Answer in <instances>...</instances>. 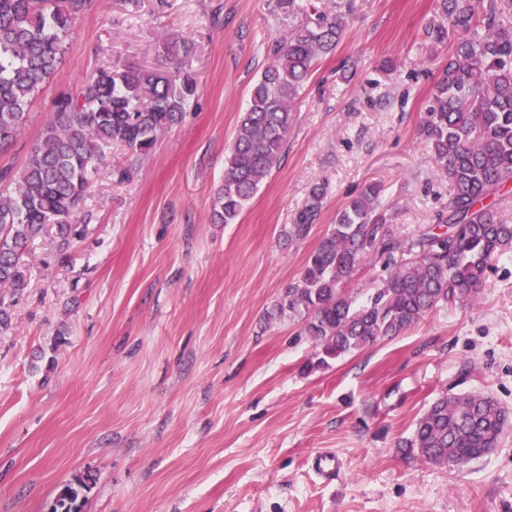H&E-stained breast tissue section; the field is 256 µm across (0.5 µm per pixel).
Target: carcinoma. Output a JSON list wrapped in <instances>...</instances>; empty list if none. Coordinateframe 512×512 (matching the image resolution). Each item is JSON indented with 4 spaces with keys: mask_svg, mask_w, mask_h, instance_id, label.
<instances>
[{
    "mask_svg": "<svg viewBox=\"0 0 512 512\" xmlns=\"http://www.w3.org/2000/svg\"><path fill=\"white\" fill-rule=\"evenodd\" d=\"M87 0H0V150L16 141L35 94L55 74L67 37ZM512 0H439V18L426 35L448 55L422 126L437 165L448 176L445 231L430 227L412 241L387 224L383 186L368 183L337 214L295 282L280 295L281 316L301 319V333L319 347L313 370L328 360L400 336L425 316L478 299L493 260L512 251V224L503 218L500 193L512 187ZM340 17L318 16L273 48L254 84L224 162L212 221L231 224L279 164L292 122V103L316 60L332 53L343 34ZM164 53L187 57L193 43L171 37ZM197 92L187 71L101 68L75 92L59 98L50 123L34 142L17 178L0 190V289L25 286L21 267L27 243L54 224L60 245L97 172L105 148L118 144L146 155L159 135L178 124ZM314 191L292 235L305 237L321 209ZM408 252L372 301L354 304L345 285L365 257ZM491 397L473 393L437 398L400 447L433 464H467L497 447L508 423ZM86 486L65 487L52 512H78Z\"/></svg>",
    "mask_w": 512,
    "mask_h": 512,
    "instance_id": "carcinoma-1",
    "label": "carcinoma"
}]
</instances>
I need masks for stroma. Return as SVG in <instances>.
Segmentation results:
<instances>
[{
    "label": "stroma",
    "instance_id": "stroma-1",
    "mask_svg": "<svg viewBox=\"0 0 512 512\" xmlns=\"http://www.w3.org/2000/svg\"><path fill=\"white\" fill-rule=\"evenodd\" d=\"M89 0L0 171L18 173L55 100L100 68L191 72L182 123L136 156L115 145L60 244L25 251V287L0 292V512H49L90 476L81 512H512V421L467 465L403 453L443 395L482 393L512 417V252L473 306L306 371L316 350L275 305L336 214L370 182L397 233L437 224L448 179L419 129L448 60L423 35L438 0ZM345 31L293 104L279 166L235 223L211 220L239 116L275 42L317 15ZM172 35L195 51L172 61ZM126 178H119V171ZM321 212L290 230L310 192ZM392 258L346 291L365 304ZM338 456L327 481L311 468Z\"/></svg>",
    "mask_w": 512,
    "mask_h": 512
}]
</instances>
